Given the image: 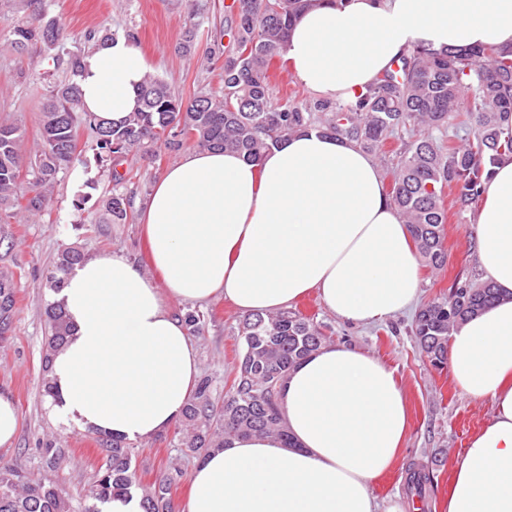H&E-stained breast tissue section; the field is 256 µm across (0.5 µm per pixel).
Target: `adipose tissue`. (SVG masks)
<instances>
[{
    "mask_svg": "<svg viewBox=\"0 0 512 512\" xmlns=\"http://www.w3.org/2000/svg\"><path fill=\"white\" fill-rule=\"evenodd\" d=\"M512 44V0H315L282 54L315 96L353 99L393 60L431 50ZM149 68L119 36L84 58V111L120 124L139 106ZM155 284L123 255L75 265L57 295L70 332L49 364V413L65 424L147 442L179 423L199 374L196 347L168 302L221 296L241 315L290 308L309 291L362 325L409 309L419 262L374 157L314 130L288 135L257 161L194 149L155 181L141 209ZM481 278L496 301L448 341L453 382L491 399L467 445L447 512H512V160L493 167L473 216ZM294 447L231 436L199 459L183 512H379L372 481L408 428L394 371L362 349L324 346L279 393Z\"/></svg>",
    "mask_w": 512,
    "mask_h": 512,
    "instance_id": "1",
    "label": "adipose tissue"
}]
</instances>
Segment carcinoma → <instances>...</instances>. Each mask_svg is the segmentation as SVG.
Here are the masks:
<instances>
[{
  "label": "carcinoma",
  "instance_id": "cac0c4a2",
  "mask_svg": "<svg viewBox=\"0 0 512 512\" xmlns=\"http://www.w3.org/2000/svg\"><path fill=\"white\" fill-rule=\"evenodd\" d=\"M315 0H242L238 4L224 54L220 90H200L185 99L172 84L151 74L140 88L142 107L124 125L103 127L82 111L77 77L85 49L113 38L102 28L84 32L69 48V34L51 14L49 0H25L28 20L10 29L12 48L23 54L33 45L54 70L66 77L50 86L41 110L40 146L26 152L23 131L0 122V210L11 217L47 210L58 180L78 148L83 125L94 133L96 161L107 168L114 185L125 181L117 167L129 155L156 159V145L173 152L186 143L203 149H233L248 159L260 157L278 139L315 129L348 139L366 152H381L393 141L387 171L389 196L408 224L413 244L426 266L443 269L446 192L460 215L479 199L491 167L512 158V45L435 51L416 48L402 56L377 82L348 102L303 97L273 102L269 66L287 41L293 21ZM30 177L22 187L21 178ZM128 219L124 199L111 197L98 224ZM86 255L62 251L50 277V289L62 287L63 276ZM17 275L0 270V337L12 330ZM496 300L487 283L456 278L448 295L422 305L412 334L430 365H448V338L466 317ZM43 372L70 332L58 303L45 308ZM326 326L299 312L283 310L248 315L239 322V363L224 395L211 380L200 381L189 400L183 445L198 457L224 442V433L275 434L291 444L278 406V393L290 370L326 341ZM104 463L87 493L73 499L48 481L0 465V512H101L99 505L138 489L132 471L134 448L120 440L99 439ZM173 477L162 475L153 492L143 495L145 512H169Z\"/></svg>",
  "mask_w": 512,
  "mask_h": 512
}]
</instances>
